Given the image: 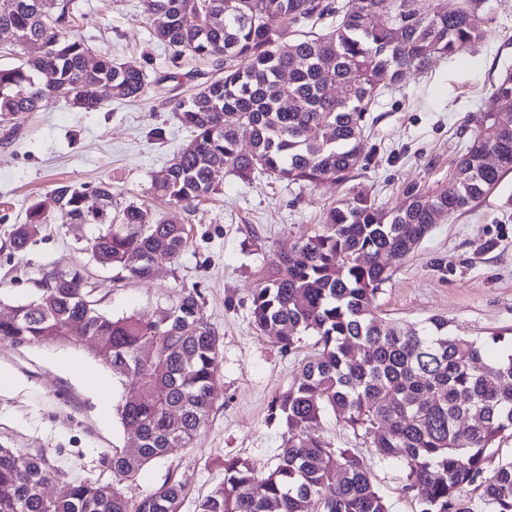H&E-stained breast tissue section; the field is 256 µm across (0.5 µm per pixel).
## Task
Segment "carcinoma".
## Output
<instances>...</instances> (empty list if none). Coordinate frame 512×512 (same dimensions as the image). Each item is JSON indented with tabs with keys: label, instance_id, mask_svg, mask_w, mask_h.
<instances>
[{
	"label": "carcinoma",
	"instance_id": "carcinoma-1",
	"mask_svg": "<svg viewBox=\"0 0 512 512\" xmlns=\"http://www.w3.org/2000/svg\"><path fill=\"white\" fill-rule=\"evenodd\" d=\"M76 7L75 0H0V41L24 50L19 64L0 67L1 121L36 112L63 92L87 112L101 107L100 88L120 100L147 94L140 63H88L86 41L67 32ZM146 9L160 19L155 36L173 68L191 56L212 60L218 71L177 104L193 138L148 188L182 209L218 193V169L241 182L258 175L314 186L348 181L364 161L365 112L382 80L396 84L466 52L489 23L485 0H459L451 11L444 0L427 8L423 0H146ZM242 127L251 130L247 150L239 148ZM508 171L512 69L500 74L448 185L411 187L396 211L354 187L328 210L320 233L281 248L253 289V322L275 333L286 352L311 336L314 352L300 380L271 401L269 420L284 428L275 467L263 474L248 460H224V482L197 512H389L362 458L316 434L329 413L378 457L401 462L408 486L420 492V512H470L462 492L474 484L489 512H512V458L484 476L485 453L512 433V351L489 360L487 341L455 334L444 318L402 324L371 308L392 277L380 256H409L432 232V212L465 209ZM56 211L89 225L85 250L127 278L150 279L187 245L183 225L147 208L112 212L107 184L59 183L15 225L13 247L24 250ZM72 338L121 378L117 413L137 451L106 459L110 483L75 480L45 496L41 487L55 481L47 461L0 445V512H181L179 480L138 501L120 485L192 445L208 420L221 348L201 292L186 289L176 305L151 315L114 318L98 310L81 269L46 271L35 294L0 320V341L13 347Z\"/></svg>",
	"mask_w": 512,
	"mask_h": 512
}]
</instances>
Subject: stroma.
<instances>
[{
  "mask_svg": "<svg viewBox=\"0 0 512 512\" xmlns=\"http://www.w3.org/2000/svg\"><path fill=\"white\" fill-rule=\"evenodd\" d=\"M77 4L71 28L93 55L140 62L156 89L137 101L102 91L94 112L51 98L38 111L0 123V310L26 300L45 269L82 267L101 311L116 317L172 306L186 288L201 291L223 356L209 419L190 447L146 464L123 485L129 498L139 499L166 478L181 480L182 512H196L198 501L223 482L225 459H247L261 471L273 465L283 430L269 422V405L299 378L311 351L307 338L282 352L276 336L254 324L250 299L261 272L282 246L320 232L327 210L350 186L395 210L408 188L447 184L469 141L468 119L488 106L500 72L512 67V0H486L488 33L474 49L408 74L375 100L363 142L369 163L353 185L316 188L264 177L244 183L219 170L213 175L218 195L187 210L147 189L191 140L172 108L210 77V64L190 59L169 70L144 0ZM102 182L111 184L116 206L143 202L185 225L186 251L159 264L150 280L119 281L86 253L87 225L58 213L25 252H14V225L24 223L29 206L56 184L90 189ZM389 265L392 278L374 302L378 314L401 323L437 315L458 334L495 332L511 340L512 172L487 196L439 220L413 254ZM0 371L11 378L0 385V445L44 456L56 470L48 493L76 479L111 482L104 460L125 450L129 437L115 411L119 379L78 342L22 348L0 342ZM319 433L363 457L390 512H419L418 493L407 489L397 460L378 458L335 415L325 417Z\"/></svg>",
  "mask_w": 512,
  "mask_h": 512,
  "instance_id": "stroma-1",
  "label": "stroma"
}]
</instances>
